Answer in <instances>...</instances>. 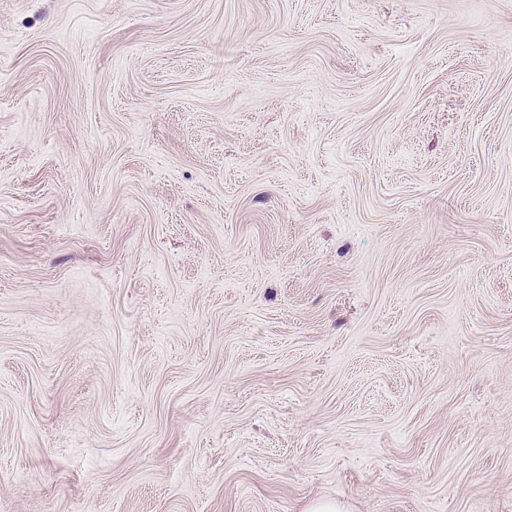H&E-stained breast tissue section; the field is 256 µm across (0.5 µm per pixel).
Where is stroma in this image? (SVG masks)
I'll use <instances>...</instances> for the list:
<instances>
[{"label":"stroma","mask_w":512,"mask_h":512,"mask_svg":"<svg viewBox=\"0 0 512 512\" xmlns=\"http://www.w3.org/2000/svg\"><path fill=\"white\" fill-rule=\"evenodd\" d=\"M512 512V0H0V512Z\"/></svg>","instance_id":"stroma-1"}]
</instances>
